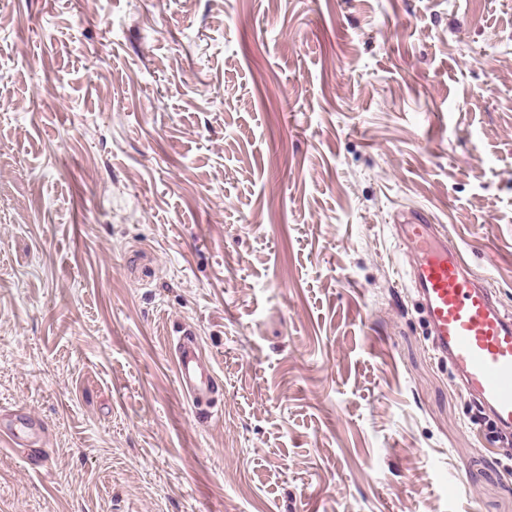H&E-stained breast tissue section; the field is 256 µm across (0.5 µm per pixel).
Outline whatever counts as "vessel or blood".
Masks as SVG:
<instances>
[{
    "instance_id": "obj_1",
    "label": "vessel or blood",
    "mask_w": 512,
    "mask_h": 512,
    "mask_svg": "<svg viewBox=\"0 0 512 512\" xmlns=\"http://www.w3.org/2000/svg\"><path fill=\"white\" fill-rule=\"evenodd\" d=\"M399 237L414 256L408 272L430 330L437 359L448 360L461 385L503 429L512 430V316L492 288L476 279L447 231L410 210L397 217ZM177 382L190 397L198 422L212 414L218 388L213 363L194 332L182 331L174 349ZM43 427L24 409L0 421L8 445L36 444Z\"/></svg>"
}]
</instances>
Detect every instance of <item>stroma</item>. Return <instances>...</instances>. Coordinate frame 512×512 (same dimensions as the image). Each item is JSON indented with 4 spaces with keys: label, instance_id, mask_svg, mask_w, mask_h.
I'll use <instances>...</instances> for the list:
<instances>
[{
    "label": "stroma",
    "instance_id": "35a3bbf8",
    "mask_svg": "<svg viewBox=\"0 0 512 512\" xmlns=\"http://www.w3.org/2000/svg\"><path fill=\"white\" fill-rule=\"evenodd\" d=\"M411 209L512 311V0H0V512H512ZM174 349L177 382L190 397L196 420L200 423L212 418L210 403L218 389V378L213 363L203 353L199 338L191 330H181ZM4 415L0 413V440L10 446H21L26 443L36 447L41 442L43 427L40 422L33 420L23 408H17L8 414V423L4 424ZM7 438V440L4 438Z\"/></svg>",
    "mask_w": 512,
    "mask_h": 512
}]
</instances>
